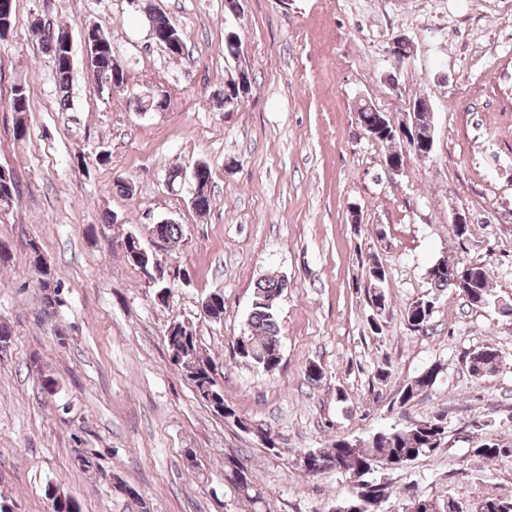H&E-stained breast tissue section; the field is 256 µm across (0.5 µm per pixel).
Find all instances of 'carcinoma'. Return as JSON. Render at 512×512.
<instances>
[{
  "instance_id": "cac0c4a2",
  "label": "carcinoma",
  "mask_w": 512,
  "mask_h": 512,
  "mask_svg": "<svg viewBox=\"0 0 512 512\" xmlns=\"http://www.w3.org/2000/svg\"><path fill=\"white\" fill-rule=\"evenodd\" d=\"M155 29L158 33V42L170 37L185 39L184 33L165 14L154 17ZM59 32L45 27L40 30V45L42 50L49 53L53 59L55 73L58 80L60 105L68 106L70 75L73 68L67 59V48L58 42ZM242 52V41L236 30L228 28L224 34V55L232 60L238 58ZM112 42L109 36L100 40L98 59L89 64L90 69L101 82H111L112 87L121 88L127 83V76L121 75L112 78ZM29 264L32 267L41 290V303L43 312L51 313L59 300V284L55 280V273L51 266L42 263L43 251L41 243L30 239L26 243ZM448 265V261L439 260L427 271L431 291L427 295L412 302L406 309V321L414 331H420L428 326L435 313L436 303L441 293L449 288L458 290L472 307L485 308L494 306L498 309L502 305L493 298L489 285V274L486 268L477 263L458 264L456 268L465 271V275L456 279L448 276L447 271L439 267ZM387 272L382 263L375 256L368 259V296L373 317L370 318L373 329H378L377 316L381 315L387 307L385 282ZM282 295L281 279L264 277L258 280L253 290L250 310L247 317V326L235 339L233 352L236 356L250 363L259 371L266 374L273 373L281 364V359L274 357V352H282L280 327L276 308ZM189 331L180 338H167L170 358L173 363L183 362L188 367H198V372L188 376L197 396L209 407L224 405V391L216 386H206L209 381L204 366L211 362V358L201 354L196 333L193 327H183ZM468 370L471 376L481 379L496 371L498 366V352L492 346H482L468 353L466 357ZM441 373L439 366H430L420 371L399 390L398 401L405 406L432 387ZM448 438L447 422L443 416L433 415L424 420L404 427H394L378 432L372 438L347 447L349 440L338 439L329 448L310 450L308 454L319 462L317 471L336 469L358 478L355 482L354 492L334 506L333 512H344L352 503L359 502L363 497V477L394 461L402 460L410 464L415 460L433 453L439 442ZM472 452L487 460L500 456L512 455V448H502L496 443L485 442ZM225 466L229 468L231 478L236 488L246 497L261 496V490L256 485L248 469L239 466L231 457L227 458ZM45 498L52 501L49 512H80L78 503L69 496H63L53 489L45 491ZM483 512H512V497L488 496L481 501Z\"/></svg>"
}]
</instances>
